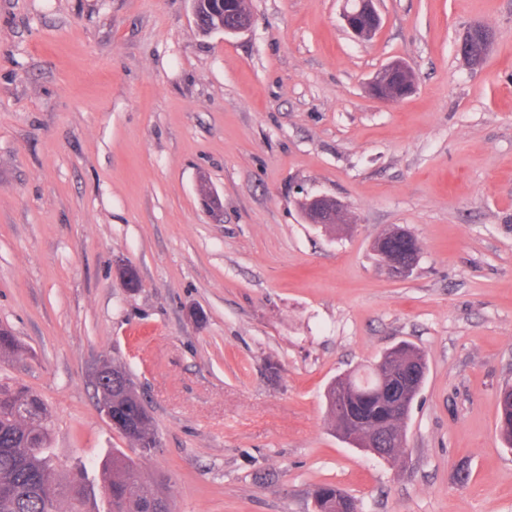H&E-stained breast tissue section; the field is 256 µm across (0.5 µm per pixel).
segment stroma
Wrapping results in <instances>:
<instances>
[{"mask_svg": "<svg viewBox=\"0 0 512 512\" xmlns=\"http://www.w3.org/2000/svg\"><path fill=\"white\" fill-rule=\"evenodd\" d=\"M344 6L249 0L247 32L205 36L189 0H0V324L22 346L0 381L45 401L62 480L130 448L91 384L108 359L174 512H312L322 485L359 512H512V0H380L367 41ZM395 59L415 91L386 105L367 83ZM306 192L351 224L306 223ZM396 225L420 245L404 280L372 249ZM403 341L427 373L386 461L324 393ZM473 36L480 37V39L472 38ZM472 38V40H471ZM494 39V31L492 28H490L487 25L484 24H477L474 26H471L467 29V31L463 34L460 42L457 45V51L461 55L462 59H470V56L468 54L469 45H470V53L472 56L477 57L476 59H473V62L471 63L472 68L480 67L483 64L482 58L485 56H481L482 53V43L481 40L484 42V45L486 46V51H488L489 46L491 45L492 41ZM471 41V43H470ZM480 57V58H478ZM107 369L111 370L104 372ZM113 375L117 376L114 380H112ZM93 379L96 388L103 387L102 392L97 389L98 405L101 395L112 405L110 407L101 406V411L111 423L113 430L121 434L122 426L112 419L115 417L123 422L126 431L123 437L135 447L131 449L145 453L156 448L158 441L153 417L145 406L129 373L122 366L104 360L95 368ZM117 379H119V383L115 385ZM108 386L112 388V401L108 398ZM498 430L502 441L512 447V392L502 389L499 394Z\"/></svg>", "mask_w": 512, "mask_h": 512, "instance_id": "35a3bbf8", "label": "stroma"}]
</instances>
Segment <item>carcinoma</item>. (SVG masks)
Masks as SVG:
<instances>
[{
  "label": "carcinoma",
  "instance_id": "1",
  "mask_svg": "<svg viewBox=\"0 0 512 512\" xmlns=\"http://www.w3.org/2000/svg\"><path fill=\"white\" fill-rule=\"evenodd\" d=\"M18 349L17 338L9 329L1 328L0 359ZM416 364L426 373L421 353L405 343L392 370ZM112 374L119 383L103 387L97 395L110 400L112 416L123 422L124 438L139 452H149L157 447L153 417L129 373L114 364ZM390 383L391 370L380 380L368 367L361 373L339 377L329 386L327 413L342 440L360 448L388 422L383 389ZM20 405L26 406L28 417L20 416ZM498 430L502 441L512 447V391L506 388L499 394ZM51 431V415L41 397L24 386L0 384V512H59L58 504L64 498L69 512H84L85 473L78 471L65 483L58 479L48 455ZM97 476L101 487L110 489V512H147L151 503L161 512H172L164 481L143 478L136 461L122 451H112V456L100 464ZM349 499L330 485L313 493L315 512H337Z\"/></svg>",
  "mask_w": 512,
  "mask_h": 512
}]
</instances>
